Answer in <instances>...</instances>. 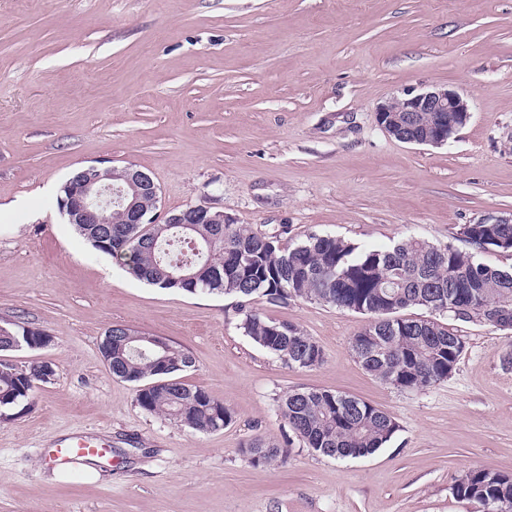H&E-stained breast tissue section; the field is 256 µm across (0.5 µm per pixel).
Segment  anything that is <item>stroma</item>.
<instances>
[{
    "label": "stroma",
    "instance_id": "stroma-1",
    "mask_svg": "<svg viewBox=\"0 0 512 512\" xmlns=\"http://www.w3.org/2000/svg\"><path fill=\"white\" fill-rule=\"evenodd\" d=\"M432 84L469 98L447 145L380 128L378 104ZM100 161L152 177L160 222L203 204L286 244L317 232L469 250L464 225L512 214V0H0V323L52 338L0 356L55 370L0 418V512H479L454 481L512 474V331L441 315L464 351L408 392L354 356L366 316L257 300L324 351L290 369L243 334L233 298L135 280L67 224L60 186ZM117 323L187 351L184 383L231 423L202 434L140 408L100 352ZM307 388L399 429L362 459L296 442L287 464L249 463L242 445L283 443L278 405ZM72 434L106 442L93 472L50 458Z\"/></svg>",
    "mask_w": 512,
    "mask_h": 512
}]
</instances>
